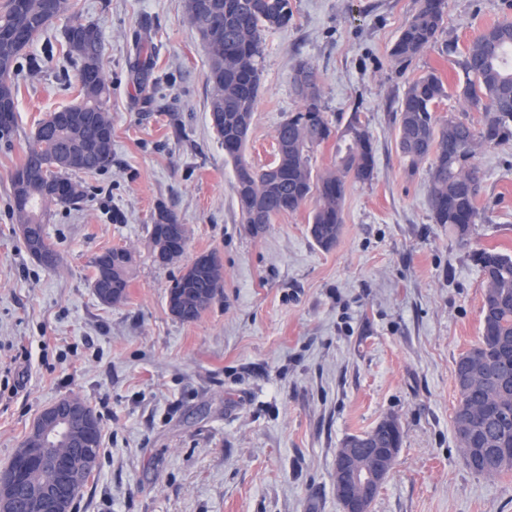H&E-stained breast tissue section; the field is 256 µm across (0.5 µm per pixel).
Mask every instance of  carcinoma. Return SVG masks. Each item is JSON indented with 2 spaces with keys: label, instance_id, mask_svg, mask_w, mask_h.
<instances>
[{
  "label": "carcinoma",
  "instance_id": "carcinoma-1",
  "mask_svg": "<svg viewBox=\"0 0 512 512\" xmlns=\"http://www.w3.org/2000/svg\"><path fill=\"white\" fill-rule=\"evenodd\" d=\"M215 10L198 12L187 4L190 23L203 41L209 56L206 82L211 88L209 112L222 115L213 126L224 146V157L234 163L236 192L241 223L270 224L275 216L295 211L310 198L315 208L309 224L314 241L329 249L342 229L343 201L349 182L371 179L375 156L370 135L357 115H352L337 136L336 162L322 174H313L310 149L332 134L323 116L315 72L304 62L299 67L308 74V93L302 95L303 111L290 117L277 130L276 159L270 166L256 168L244 157L248 136L240 135L239 113L255 112L260 89V59L263 32L288 24L290 0H212ZM447 0H416V7L396 41L392 54L409 62L437 38L443 24ZM70 14L64 30L67 54L78 63V101L68 106L77 120L57 127L52 117L36 127L21 166L11 177L14 215L17 224L44 223L50 206H73L85 199V190L73 178L105 167L97 158L83 168H71L60 158L80 142L92 140L99 129L112 127V117L104 106L107 84L94 82L87 72L102 63V35L98 25L80 19L71 0H10L0 14V102L15 111L17 86L14 63L54 19ZM220 25L224 38L210 42L209 31ZM512 52V22L506 19L487 26L465 49L460 67L467 77L459 94L470 109L479 113L477 121L436 115L438 104L448 91L442 77L430 70L408 86L399 109V147L415 167L430 161V202L437 224L454 227L461 243L469 242L480 218L477 206L482 175L474 163L483 146H499L512 140V66L506 56ZM62 185L57 193L54 186ZM152 224L150 241L154 261L168 265L181 250L164 247L159 224H177L171 208L161 205ZM28 252L44 265L56 266L58 255L46 232L24 237ZM111 256L113 295L104 301L116 305L126 299L131 253L125 248L106 250ZM474 257L484 275L485 291L481 307V336L455 363L454 374L466 368L471 381L455 382L459 399L453 426L460 438L461 457L467 460L471 440L487 448H512V255L482 249ZM224 277L213 267L196 262L185 267L168 292V307H179L176 318L194 322L208 307L201 295L214 301L222 295ZM397 420L387 417L364 436L351 435L347 446L377 443L383 448H399L402 440L393 436Z\"/></svg>",
  "mask_w": 512,
  "mask_h": 512
}]
</instances>
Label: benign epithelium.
I'll return each instance as SVG.
<instances>
[{
    "instance_id": "7a95c632",
    "label": "benign epithelium",
    "mask_w": 512,
    "mask_h": 512,
    "mask_svg": "<svg viewBox=\"0 0 512 512\" xmlns=\"http://www.w3.org/2000/svg\"><path fill=\"white\" fill-rule=\"evenodd\" d=\"M112 138L101 130L84 151L70 155L75 162L86 163L93 156L106 154ZM98 417L86 404L66 397L42 409L36 429L40 447L32 448L14 466L0 473V512H17L25 499L32 512H73L81 475L95 470L96 449L86 447L95 436ZM78 436L72 454L57 451L59 442ZM397 448H339L334 465V492L341 512H368L367 502L376 496L397 459ZM53 471L52 482L44 487L24 484L19 474L33 468Z\"/></svg>"
}]
</instances>
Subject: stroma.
<instances>
[{
    "label": "stroma",
    "mask_w": 512,
    "mask_h": 512,
    "mask_svg": "<svg viewBox=\"0 0 512 512\" xmlns=\"http://www.w3.org/2000/svg\"><path fill=\"white\" fill-rule=\"evenodd\" d=\"M74 2L102 31L112 161L80 174L81 203L50 209L59 262L46 268L19 232L11 176L38 122L76 100L58 18L18 60L17 131L0 139V469L44 407L77 396L102 441L74 512H340L337 448L393 417L402 446L370 512H512V472L466 468L452 422L455 363L481 329L473 253L512 254V141L477 156L480 219L464 246L435 223L428 167L411 169L397 123L409 82L431 69L448 87L438 115L468 113L458 54L512 20V0H447L436 42L407 65L391 51L415 0H290L288 25L266 32L246 160L273 162L279 125L302 110L291 80L301 61L332 127L356 113L372 139V178L349 183L328 250L309 233L310 201L261 233L241 223L186 0ZM141 45L155 60L144 81L132 68ZM161 205L188 230L179 262L164 266L150 242ZM113 247L132 266L125 301L110 307L91 276ZM211 252L223 294L179 321L168 290Z\"/></svg>",
    "instance_id": "35a3bbf8"
}]
</instances>
